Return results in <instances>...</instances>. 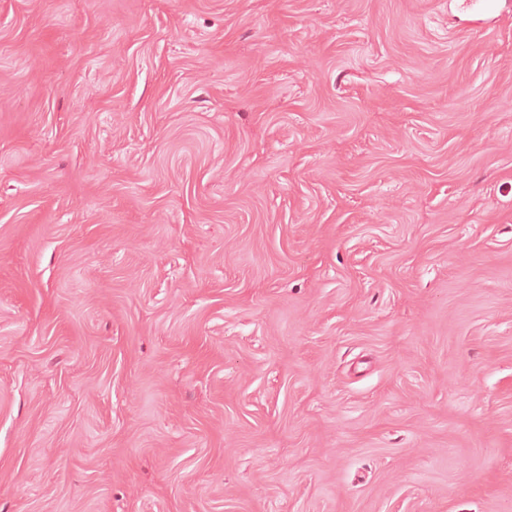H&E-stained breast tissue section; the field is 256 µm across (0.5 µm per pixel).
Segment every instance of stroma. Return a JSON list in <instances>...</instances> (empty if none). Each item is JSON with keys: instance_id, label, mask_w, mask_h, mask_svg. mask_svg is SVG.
<instances>
[{"instance_id": "35a3bbf8", "label": "stroma", "mask_w": 512, "mask_h": 512, "mask_svg": "<svg viewBox=\"0 0 512 512\" xmlns=\"http://www.w3.org/2000/svg\"><path fill=\"white\" fill-rule=\"evenodd\" d=\"M0 512H512V0H0Z\"/></svg>"}]
</instances>
